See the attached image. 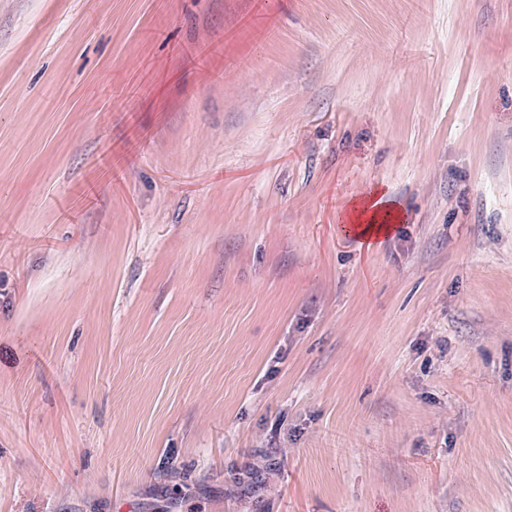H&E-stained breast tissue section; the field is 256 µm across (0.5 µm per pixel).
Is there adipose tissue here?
<instances>
[{"mask_svg": "<svg viewBox=\"0 0 512 512\" xmlns=\"http://www.w3.org/2000/svg\"><path fill=\"white\" fill-rule=\"evenodd\" d=\"M399 220V211L376 192L353 201L341 218L339 229L344 234L369 242L389 235Z\"/></svg>", "mask_w": 512, "mask_h": 512, "instance_id": "adipose-tissue-1", "label": "adipose tissue"}]
</instances>
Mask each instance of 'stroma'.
Returning <instances> with one entry per match:
<instances>
[{
    "label": "stroma",
    "mask_w": 512,
    "mask_h": 512,
    "mask_svg": "<svg viewBox=\"0 0 512 512\" xmlns=\"http://www.w3.org/2000/svg\"><path fill=\"white\" fill-rule=\"evenodd\" d=\"M0 512H512V0H0ZM400 218V212L386 203L382 194L375 192L350 204L340 220L339 230L369 243L389 235Z\"/></svg>",
    "instance_id": "35a3bbf8"
}]
</instances>
